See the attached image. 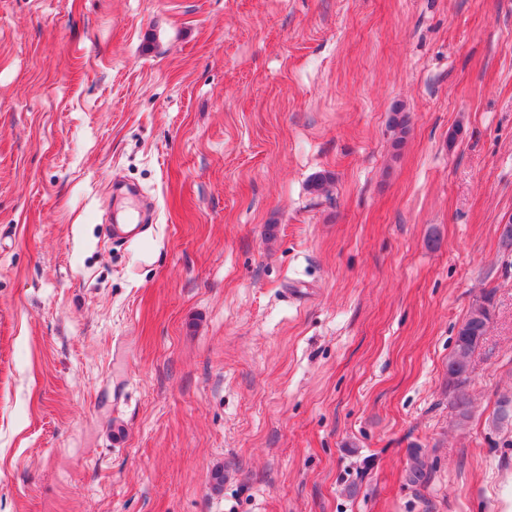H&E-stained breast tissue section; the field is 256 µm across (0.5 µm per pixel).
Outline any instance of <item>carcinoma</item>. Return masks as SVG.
<instances>
[{
    "label": "carcinoma",
    "instance_id": "obj_1",
    "mask_svg": "<svg viewBox=\"0 0 512 512\" xmlns=\"http://www.w3.org/2000/svg\"><path fill=\"white\" fill-rule=\"evenodd\" d=\"M493 291L486 292L480 301L469 310L458 328L454 347L448 356V396L456 410L458 424L463 425L471 415L469 395L471 358L476 348L487 335L491 322ZM512 424V398L503 397L497 402L492 416V425L502 428ZM429 471L422 452L418 448L410 453V464L406 470L409 483L422 485L427 482Z\"/></svg>",
    "mask_w": 512,
    "mask_h": 512
}]
</instances>
